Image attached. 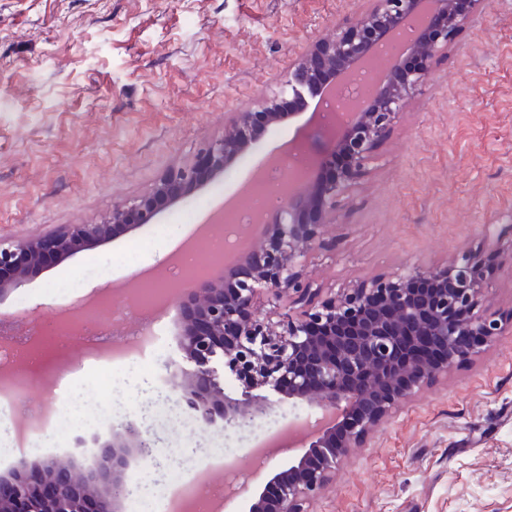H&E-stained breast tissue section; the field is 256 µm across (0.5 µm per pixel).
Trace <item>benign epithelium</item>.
<instances>
[{"mask_svg":"<svg viewBox=\"0 0 512 512\" xmlns=\"http://www.w3.org/2000/svg\"><path fill=\"white\" fill-rule=\"evenodd\" d=\"M358 22L336 24L293 64L277 91L234 112L224 134L194 163L166 170L147 194L126 199L97 224H64L24 241L0 239V302L29 275L78 250L135 235L208 179L223 174L272 127L299 112L306 96L346 81L400 28L414 34L370 98L346 114L314 159L316 173L291 184L284 202L253 229L245 248L173 296L186 363L170 382L183 408L205 426H239L270 409L265 391L323 410L307 448L248 498L244 512H312L352 448H364L418 391L479 354L512 328L489 315L492 267L479 248L435 268L414 265L323 292L304 274L327 248L325 229L369 173L376 147L433 74V61L484 0H370ZM240 392L224 390V376ZM89 468L49 457L0 475V512H124L130 459L152 462L159 447L134 419L112 427Z\"/></svg>","mask_w":512,"mask_h":512,"instance_id":"benign-epithelium-1","label":"benign epithelium"}]
</instances>
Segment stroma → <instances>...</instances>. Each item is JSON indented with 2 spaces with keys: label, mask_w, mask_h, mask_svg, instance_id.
Segmentation results:
<instances>
[{
  "label": "stroma",
  "mask_w": 512,
  "mask_h": 512,
  "mask_svg": "<svg viewBox=\"0 0 512 512\" xmlns=\"http://www.w3.org/2000/svg\"><path fill=\"white\" fill-rule=\"evenodd\" d=\"M368 0H0V238L21 241L63 224H95L113 205L151 191L167 169L189 165L273 89L316 36L355 23ZM313 112L269 132L235 166L166 209L136 236L80 251L32 274L1 306L53 319L92 289L123 286L171 253L191 226L234 195L281 146L316 152ZM512 246V0H488L441 53L433 78L379 145L346 201L336 246L308 257L315 287L338 289L413 264L437 266L476 249L483 225ZM158 346L135 360L150 391L116 364L106 384L77 375L54 395L69 429L27 459L66 456L88 467L97 442L181 363L174 315ZM83 400L73 404L72 388ZM251 427H204L168 401L143 424L166 454L131 460L136 512H169L174 477L193 481L216 451L249 474L247 487L287 468L304 442L292 422L316 408L271 394ZM223 512H242L221 469ZM313 512H512V334L418 392L364 448L353 449Z\"/></svg>",
  "instance_id": "obj_1"
}]
</instances>
